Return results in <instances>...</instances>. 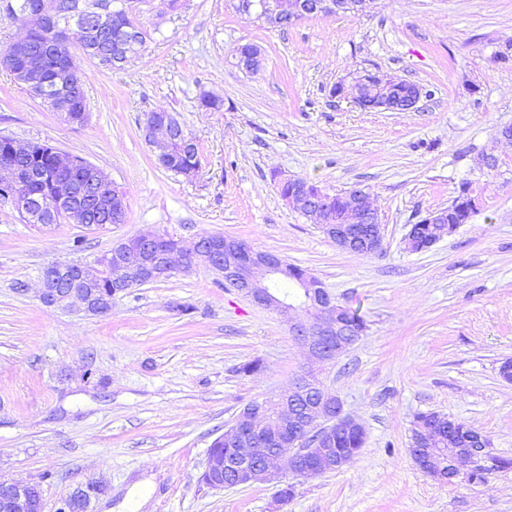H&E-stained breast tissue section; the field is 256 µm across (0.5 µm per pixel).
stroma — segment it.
<instances>
[{
  "label": "stroma",
  "instance_id": "stroma-1",
  "mask_svg": "<svg viewBox=\"0 0 512 512\" xmlns=\"http://www.w3.org/2000/svg\"><path fill=\"white\" fill-rule=\"evenodd\" d=\"M145 50L109 71L75 53L90 119L65 122L0 67V136L82 157L123 191L126 220L102 228L28 224L0 206V477L42 484L46 512L76 482L106 488L94 512H512V471L443 483L410 455L412 422L436 412L512 458V0H376L364 15L266 27L232 0H146ZM263 50L251 74L238 46ZM379 71L423 87L409 112L336 98L334 86ZM223 99L208 112L201 95ZM176 113L196 138L193 180L160 167L140 128ZM499 157L480 173L479 153ZM335 194L368 186L385 225L373 255L336 248L285 202L279 179ZM478 187L468 223L422 252L403 238ZM147 231L182 243L219 233L307 270L367 324L319 378L366 430L343 469L281 486L211 489L200 481L215 438L255 399H272L306 367L284 319L254 305L204 265L129 290L93 316L44 306L38 275L55 261L93 262ZM29 286L15 293V282ZM260 360L244 375L241 367Z\"/></svg>",
  "mask_w": 512,
  "mask_h": 512
}]
</instances>
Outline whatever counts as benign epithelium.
<instances>
[{"mask_svg": "<svg viewBox=\"0 0 512 512\" xmlns=\"http://www.w3.org/2000/svg\"><path fill=\"white\" fill-rule=\"evenodd\" d=\"M238 12L253 15L266 25L276 27L284 19L320 17L339 13L344 0H236ZM58 20L57 2L42 0L37 11L26 17L27 25L40 28L54 26L56 46L66 45L72 37L69 24L55 25ZM352 99L359 106L377 110L405 112L417 107L423 96L419 85L401 95L394 87V78L383 75L372 82L356 76L351 85ZM67 90L60 88L54 97L43 94L58 104L57 111L65 121L83 125L88 110L71 112L60 104ZM144 141L157 150V161L165 165L176 151L194 149L196 141L172 114L151 116L141 127ZM56 167L63 178L55 184L56 194L46 200L21 197L17 190L36 177L28 167L11 164L0 166V188L12 190L8 204L29 219L35 211L41 220L54 224L65 216L79 224L86 223L80 210L77 191L80 179L72 176L75 167L83 164L76 157L55 152ZM87 172L94 178L86 185L105 211L121 216L126 209L118 187L99 168L90 164ZM283 199L299 211L342 251L361 255L378 252L384 240V227L378 209L373 205L368 188L360 184L344 193L345 223H330L329 194L318 198L297 187ZM458 228L448 223V212L436 209L418 223L411 225L403 238L411 252L430 249L443 236ZM165 238L160 232H148L115 243L111 249L91 263L58 261L41 271L38 297L47 307H73L91 315L106 316L112 311V300L120 293L146 284L160 275L173 276L202 263L222 275L224 283L235 288L255 305L272 311L288 322L290 335L306 352L311 363L325 366L347 352L362 336L360 322L348 315V306L338 303L324 286L313 278L298 280L301 298L295 300L273 291L271 283L287 276V264L270 251L254 249L242 241L215 235L200 237L190 250L182 247L163 250L159 243ZM67 274L76 283L71 288L56 285L57 274ZM108 287H102V283ZM456 422L438 417L428 424L420 423L413 434L411 455L424 473L441 481H451L460 475L459 464L469 463V473L499 469V457L487 448L490 441L475 430L467 435V448H458L443 460L434 448L443 433L456 435ZM364 435L362 424L344 411L343 402L324 388L314 370L308 369L289 381L274 402L253 400L235 418L233 424L218 437L224 442V455L207 454L202 481L211 488L247 486L257 481H276L292 475L310 478L342 469L346 460L336 454V435ZM100 486L97 481L76 483L63 496L56 512H73L74 504L86 500L84 510L91 512L94 494L85 496L86 489ZM0 512H45L44 493L38 484H25L0 478Z\"/></svg>", "mask_w": 512, "mask_h": 512, "instance_id": "benign-epithelium-1", "label": "benign epithelium"}]
</instances>
